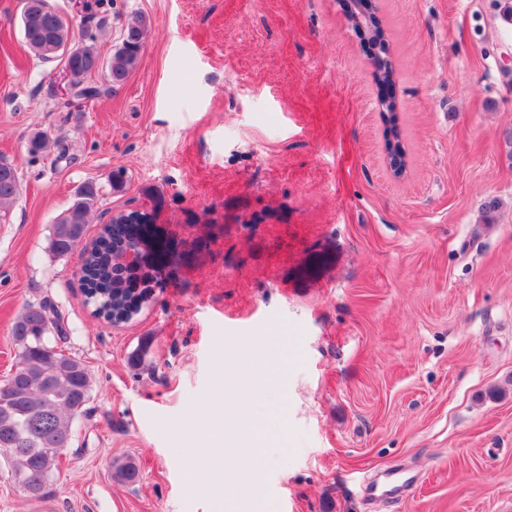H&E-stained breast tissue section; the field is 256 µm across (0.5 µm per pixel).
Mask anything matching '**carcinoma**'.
I'll list each match as a JSON object with an SVG mask.
<instances>
[{
    "instance_id": "obj_1",
    "label": "carcinoma",
    "mask_w": 512,
    "mask_h": 512,
    "mask_svg": "<svg viewBox=\"0 0 512 512\" xmlns=\"http://www.w3.org/2000/svg\"><path fill=\"white\" fill-rule=\"evenodd\" d=\"M20 29L23 39L35 55L59 59L69 70L71 94L62 102L68 112L81 111L82 104L95 98L98 88L89 84L94 72L102 68L111 74V87L123 85L135 70L143 52L146 20L141 15L129 17L122 27L121 40L109 59L97 48L98 35L92 28L81 29V44L74 40L73 19L59 10L40 7L43 0H21ZM22 190L15 166L0 161V224L7 221L10 208ZM102 187L84 184L70 206L79 216L73 223L63 213L53 224L49 251L57 257L78 250L85 237L88 218L101 197ZM132 213L119 212L102 225L98 244L80 251L82 282L86 304L93 315L132 318L144 300L133 292L121 271L112 267V251L132 238L134 223L125 220ZM67 330L48 300L27 304L17 315L12 328L15 364L0 382V460L9 468L12 479L23 478L30 493L38 500L59 469L63 451L73 441L74 423L87 410L92 395V377L86 364L65 352ZM113 477L133 483L138 467L127 458L112 465Z\"/></svg>"
}]
</instances>
